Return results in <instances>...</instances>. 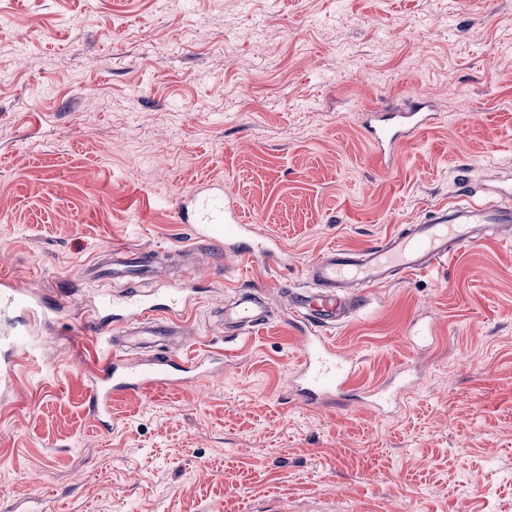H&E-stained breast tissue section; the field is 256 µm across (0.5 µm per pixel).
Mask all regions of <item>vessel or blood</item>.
Returning <instances> with one entry per match:
<instances>
[{
  "label": "vessel or blood",
  "mask_w": 512,
  "mask_h": 512,
  "mask_svg": "<svg viewBox=\"0 0 512 512\" xmlns=\"http://www.w3.org/2000/svg\"><path fill=\"white\" fill-rule=\"evenodd\" d=\"M429 120L428 106L414 99L406 108L367 113L365 130L382 166H389L398 146L422 133ZM458 190L448 204L416 224H404L381 240L358 249L330 248L304 268L299 287L286 291L288 316L304 344L303 358L293 392L304 405L318 408L351 399L350 384L357 360L330 345L327 330L348 322L363 310L370 287L399 282L416 272L457 257L464 248L489 238L512 237V200L502 192L489 191L484 201L466 200ZM197 240L218 246L226 253L251 261L282 264L285 252L264 240L245 239L242 218L223 187L201 189L191 211L180 212ZM118 266H88L87 276L110 275L124 285V294L97 302L88 320L95 335L105 336L107 350L93 370L90 409L107 415L116 393H139L169 386H185L206 373L214 357L210 353L171 355L155 353L164 338L182 334L186 309L193 302L186 289L139 292L136 281L156 271L160 253L131 245L112 247ZM49 305L44 295L9 275L0 277V311L14 314L18 338L0 357V380L14 378L21 341L30 324L45 316ZM224 331L243 335L267 324L269 304L255 290L238 291L236 299L221 312ZM118 335H110L111 326Z\"/></svg>",
  "instance_id": "obj_1"
}]
</instances>
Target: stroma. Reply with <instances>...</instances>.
Returning a JSON list of instances; mask_svg holds the SVG:
<instances>
[{
    "instance_id": "35a3bbf8",
    "label": "stroma",
    "mask_w": 512,
    "mask_h": 512,
    "mask_svg": "<svg viewBox=\"0 0 512 512\" xmlns=\"http://www.w3.org/2000/svg\"><path fill=\"white\" fill-rule=\"evenodd\" d=\"M434 118L383 171L364 113L413 90ZM512 188V0H0V273L63 299L0 388V512H512V240L370 291L328 330L383 408L294 400L281 282L331 246L426 218L460 181ZM231 191L287 266L193 243L176 204ZM190 247L186 387L89 407L87 266ZM244 285L273 312L227 336Z\"/></svg>"
}]
</instances>
